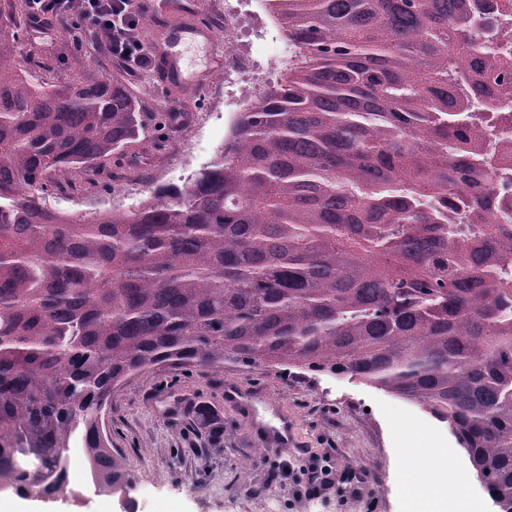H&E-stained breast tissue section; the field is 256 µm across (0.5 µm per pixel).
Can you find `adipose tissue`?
<instances>
[{"instance_id": "obj_1", "label": "adipose tissue", "mask_w": 512, "mask_h": 512, "mask_svg": "<svg viewBox=\"0 0 512 512\" xmlns=\"http://www.w3.org/2000/svg\"><path fill=\"white\" fill-rule=\"evenodd\" d=\"M434 454L439 460L438 477L431 483L410 481L409 512H476V504L468 497L451 493L465 477L449 460L446 449H435Z\"/></svg>"}]
</instances>
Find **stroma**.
<instances>
[{
    "instance_id": "1",
    "label": "stroma",
    "mask_w": 512,
    "mask_h": 512,
    "mask_svg": "<svg viewBox=\"0 0 512 512\" xmlns=\"http://www.w3.org/2000/svg\"><path fill=\"white\" fill-rule=\"evenodd\" d=\"M213 32V44L176 33L182 82L161 83L156 69L113 58L95 35L72 22H53L50 34L21 9L18 61L46 82L63 85L77 74L121 78L138 97L146 127L138 150L152 163L116 182L111 172L76 180L53 194V207L87 219L151 200L164 185H181L223 146L238 113L280 76L294 49L262 0H242V29L224 30V0H186ZM243 51L260 71L250 87L222 90L205 71L211 49ZM84 56L74 68L75 53ZM180 111L179 120L160 117ZM104 427L133 476L130 501L87 489V473L72 464L68 486L50 500L28 499L19 512H405L403 470L413 450L445 448L465 472L463 493L481 512L495 505L466 452L424 408L347 376L303 375L271 367L225 364L214 370L164 366L123 383L112 394ZM287 424L289 443L269 442L270 428ZM263 456H255V449ZM324 483L310 489L311 465Z\"/></svg>"
}]
</instances>
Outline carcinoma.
<instances>
[{
    "label": "carcinoma",
    "instance_id": "carcinoma-1",
    "mask_svg": "<svg viewBox=\"0 0 512 512\" xmlns=\"http://www.w3.org/2000/svg\"><path fill=\"white\" fill-rule=\"evenodd\" d=\"M297 49L210 163L78 219L53 174L133 168L127 84L53 85L0 17V491L76 450L131 492L102 413L164 365L357 378L452 427L512 505V0H263Z\"/></svg>",
    "mask_w": 512,
    "mask_h": 512
}]
</instances>
